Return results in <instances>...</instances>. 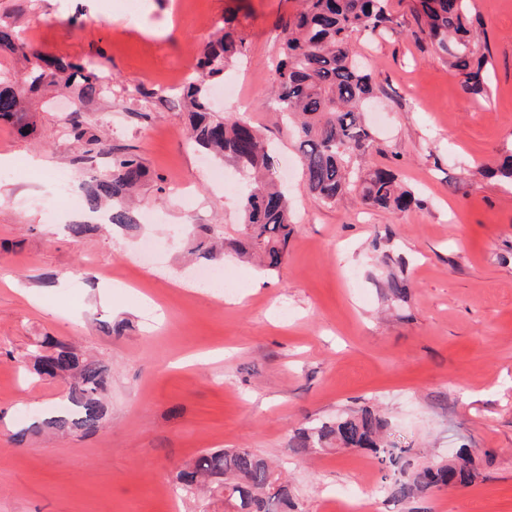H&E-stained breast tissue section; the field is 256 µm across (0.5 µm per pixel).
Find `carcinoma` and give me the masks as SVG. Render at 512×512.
Returning <instances> with one entry per match:
<instances>
[{
    "label": "carcinoma",
    "instance_id": "obj_1",
    "mask_svg": "<svg viewBox=\"0 0 512 512\" xmlns=\"http://www.w3.org/2000/svg\"><path fill=\"white\" fill-rule=\"evenodd\" d=\"M472 0H413L412 35L448 56L449 71L462 77L463 89L478 94L485 89L488 64L485 45L474 37ZM401 26L389 9V0H301V8L281 21L280 55L272 69L271 97L279 112L291 122L308 191L321 203L334 206L352 191L363 202L385 210L420 208L426 201L400 184L396 173L375 168L361 174L355 161L367 156L373 133L362 112L374 96L369 73L355 60L354 39L382 35ZM249 40L233 16L203 46L196 75L185 84L190 140L219 160L233 162L250 178L240 199L241 238L234 242L211 240L192 233L189 253L206 262H224L230 250L255 261L266 272L279 271L294 234L288 198L278 184L269 145L243 117L222 116L211 105L210 86L224 79L225 71L246 57ZM27 63L22 83L0 75V122L24 132L33 124L26 97L46 86L71 90L74 110L65 124L83 146V154H109L104 171H92L80 190L84 207L106 210L113 228L133 232L138 219L130 206L134 191L147 177L140 157L131 152L112 153L105 141L83 127L82 112L95 97L109 92L98 62H65L43 55L7 24L0 23V52ZM385 295L393 303L407 298V288L397 278L387 280ZM33 370L42 378L67 383L66 406L59 413L32 422L14 437L17 444L28 432L47 429L60 436L95 433L107 410L102 395L109 386V369L101 360L80 354L68 342L50 336L34 345ZM387 419L362 408L333 419L311 422L294 430L288 451L296 456L325 448H359L370 451L382 468L407 475L390 484L403 499L422 498L436 488L467 486L476 476L466 448L455 456L409 470L413 449L388 439ZM175 481L181 493L224 489V502L232 512H297L288 485L266 459L249 448L205 450L178 469Z\"/></svg>",
    "mask_w": 512,
    "mask_h": 512
}]
</instances>
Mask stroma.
<instances>
[{"label":"stroma","instance_id":"35a3bbf8","mask_svg":"<svg viewBox=\"0 0 512 512\" xmlns=\"http://www.w3.org/2000/svg\"><path fill=\"white\" fill-rule=\"evenodd\" d=\"M411 0H391L401 28L359 36L376 97L364 163L397 169L427 204L377 210L352 193L327 206L307 190L295 140L267 101L279 22L297 0H143L140 18L108 0H0V19L52 57L101 63L112 92L82 114L113 153L139 155L147 178L139 237L103 229L64 235L74 220L54 188H79L110 155L83 157L65 129L68 99L28 106V133L0 125V512H169L162 491L201 451L249 448L277 463L303 512H512V183L495 177L512 153V0H473L491 58L487 92L465 94L446 56L414 40ZM236 13L251 51L217 90L277 148L297 224L278 273L228 255L240 288L187 275L181 241L205 224L238 239L240 191L186 137L179 93L198 50ZM396 276L405 303L388 306ZM122 322L124 335L107 328ZM73 342L109 368L107 417L88 436L9 437L58 408L66 388L26 371L43 336ZM199 355L192 365L179 358ZM370 406L416 464L469 448L479 475L421 501L392 496L363 449L293 457V430Z\"/></svg>","mask_w":512,"mask_h":512}]
</instances>
